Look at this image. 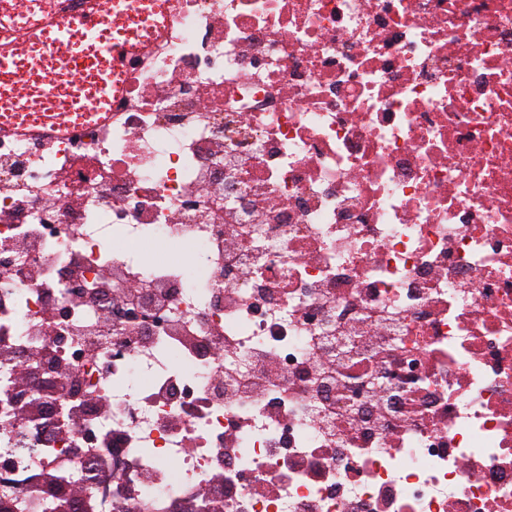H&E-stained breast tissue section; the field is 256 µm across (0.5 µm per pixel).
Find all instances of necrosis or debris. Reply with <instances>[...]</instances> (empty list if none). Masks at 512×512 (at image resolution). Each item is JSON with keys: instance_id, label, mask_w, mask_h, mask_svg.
<instances>
[{"instance_id": "4bbe7bcc", "label": "necrosis or debris", "mask_w": 512, "mask_h": 512, "mask_svg": "<svg viewBox=\"0 0 512 512\" xmlns=\"http://www.w3.org/2000/svg\"><path fill=\"white\" fill-rule=\"evenodd\" d=\"M90 502L512 512V0H176L0 137V512Z\"/></svg>"}]
</instances>
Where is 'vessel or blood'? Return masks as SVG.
<instances>
[{
	"label": "vessel or blood",
	"instance_id": "b4317fda",
	"mask_svg": "<svg viewBox=\"0 0 512 512\" xmlns=\"http://www.w3.org/2000/svg\"><path fill=\"white\" fill-rule=\"evenodd\" d=\"M135 9L139 20L112 17ZM175 0H88L81 17L46 15L0 49V135L65 134L108 117L126 60L174 16Z\"/></svg>",
	"mask_w": 512,
	"mask_h": 512
}]
</instances>
